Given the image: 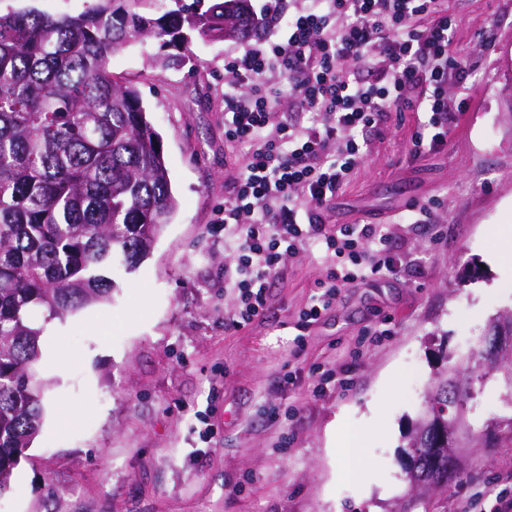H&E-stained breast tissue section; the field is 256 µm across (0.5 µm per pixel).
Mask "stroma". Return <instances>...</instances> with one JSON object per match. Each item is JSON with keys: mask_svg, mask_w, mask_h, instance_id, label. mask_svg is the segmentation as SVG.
Listing matches in <instances>:
<instances>
[{"mask_svg": "<svg viewBox=\"0 0 512 512\" xmlns=\"http://www.w3.org/2000/svg\"><path fill=\"white\" fill-rule=\"evenodd\" d=\"M448 10L449 52L470 75L448 88L447 145L412 158L420 115L392 116L326 212L331 226L383 225L398 268L341 288L307 326L329 272L315 248L284 253L264 315L232 324L237 254L217 219L242 162L224 137V56L240 41L188 29L113 54L110 74L161 137L178 207L110 299L43 322L42 424L0 512H388L434 372L512 309L490 234L512 213V0ZM431 199L436 223H411ZM348 366V386L322 382ZM375 414L384 429H370ZM500 492L512 496V448L470 449L443 512H495Z\"/></svg>", "mask_w": 512, "mask_h": 512, "instance_id": "obj_1", "label": "stroma"}]
</instances>
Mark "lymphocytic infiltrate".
Wrapping results in <instances>:
<instances>
[{
  "label": "lymphocytic infiltrate",
  "instance_id": "f902f5d3",
  "mask_svg": "<svg viewBox=\"0 0 512 512\" xmlns=\"http://www.w3.org/2000/svg\"><path fill=\"white\" fill-rule=\"evenodd\" d=\"M257 36L224 57V136L245 147L219 221L238 255L234 326L266 309L283 251L318 246L337 259L304 314L318 320L340 288L394 272L398 257L375 224L327 228L324 212L359 166L366 136L394 112H421L412 157L448 143L449 82L469 67L448 54L447 0H262ZM292 109H278L282 97ZM317 116L305 126L302 115Z\"/></svg>",
  "mask_w": 512,
  "mask_h": 512
}]
</instances>
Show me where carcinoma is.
<instances>
[{
  "mask_svg": "<svg viewBox=\"0 0 512 512\" xmlns=\"http://www.w3.org/2000/svg\"><path fill=\"white\" fill-rule=\"evenodd\" d=\"M185 28L245 40L254 30L249 0H215L203 13L183 4L158 18L107 6L78 16L0 14V492L42 421L43 329L32 316L62 319L109 298L114 276L150 254L177 209L161 138L137 91L107 66L132 42ZM488 355L482 339L466 367L434 374L422 406L430 417L407 436L412 464L395 512H440L421 489L448 491L458 470L433 432L448 378L469 409L474 445L512 447V348L493 362ZM500 377L503 414L485 418L471 382Z\"/></svg>",
  "mask_w": 512,
  "mask_h": 512,
  "instance_id": "carcinoma-1",
  "label": "carcinoma"
}]
</instances>
